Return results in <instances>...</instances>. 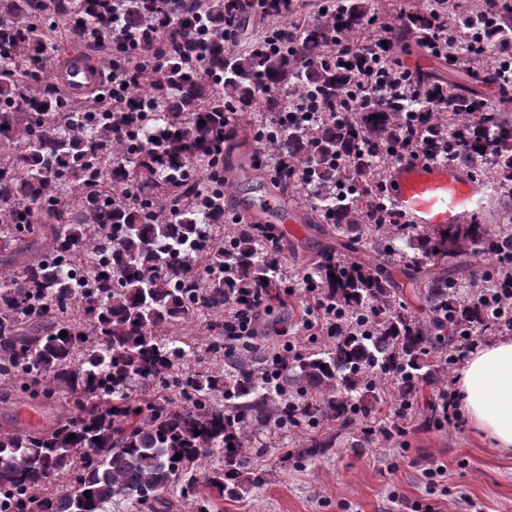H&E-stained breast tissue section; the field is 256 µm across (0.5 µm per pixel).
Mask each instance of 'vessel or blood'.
Listing matches in <instances>:
<instances>
[{"label": "vessel or blood", "instance_id": "vessel-or-blood-1", "mask_svg": "<svg viewBox=\"0 0 512 512\" xmlns=\"http://www.w3.org/2000/svg\"><path fill=\"white\" fill-rule=\"evenodd\" d=\"M103 76L101 66L89 65L73 53L64 57L57 70L59 82L77 93L97 90ZM487 197L485 185L469 179L458 164L448 160L403 161L391 170L390 204L418 230L433 232L463 223L484 206ZM246 216L284 227L303 221L298 209L279 194L258 198Z\"/></svg>", "mask_w": 512, "mask_h": 512}]
</instances>
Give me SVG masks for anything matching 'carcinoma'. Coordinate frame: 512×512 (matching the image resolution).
Segmentation results:
<instances>
[{
    "label": "carcinoma",
    "instance_id": "cac0c4a2",
    "mask_svg": "<svg viewBox=\"0 0 512 512\" xmlns=\"http://www.w3.org/2000/svg\"><path fill=\"white\" fill-rule=\"evenodd\" d=\"M372 2L323 0L324 13L249 36L264 9L257 0H0V252L30 253L0 270V376L8 382L0 403L65 398L40 428L0 426V512H107L130 498L170 512L178 496L191 500V512H213V496L197 495L193 475L211 455L222 464L203 472V483L222 498L237 494L241 476L264 483L244 472V450L272 424L327 422L336 436L362 440L375 430L401 436L399 422L370 419L369 399L391 390L411 410L422 383L450 373L456 345L512 335V309L491 319L459 284L460 259L480 245L501 256L480 279L505 287L512 225L495 230L477 216L425 234L390 222L380 192L390 149L410 138L425 151L447 148L477 179L490 162L492 190L512 198L508 101L479 113L478 98L449 95L443 112L423 96L364 91V67L398 63L393 43L360 41L375 20ZM443 14L512 47V8L485 15L463 0H433L412 17L411 33L433 36ZM114 15L118 41L103 35ZM67 30L106 70L103 89L87 98L52 76ZM336 42L350 44L349 63L330 53ZM129 60L116 106L112 65ZM288 89L316 101L315 119L264 131L275 139L274 167L256 155L239 169L262 187L311 190L313 218L331 226L341 247L367 246L402 265L426 316L410 309L382 264L329 249L308 287L345 322L315 349L274 361L224 339V304L277 278L279 228L237 224L216 237L203 229L224 223L217 195L233 168L226 145L239 117L282 113L279 93ZM199 239L209 248L188 253ZM197 313L213 332L212 366L200 371L185 368L189 351L179 340L159 339ZM274 372L282 374L277 388L265 382ZM148 383L159 390L132 393ZM422 415L432 428L448 424L439 399ZM332 448L314 439L298 462ZM56 476L78 491L49 489Z\"/></svg>",
    "mask_w": 512,
    "mask_h": 512
}]
</instances>
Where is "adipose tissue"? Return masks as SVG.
I'll use <instances>...</instances> for the list:
<instances>
[{
	"instance_id": "obj_1",
	"label": "adipose tissue",
	"mask_w": 512,
	"mask_h": 512,
	"mask_svg": "<svg viewBox=\"0 0 512 512\" xmlns=\"http://www.w3.org/2000/svg\"><path fill=\"white\" fill-rule=\"evenodd\" d=\"M462 409L501 453H512V336L475 348L457 378Z\"/></svg>"
}]
</instances>
